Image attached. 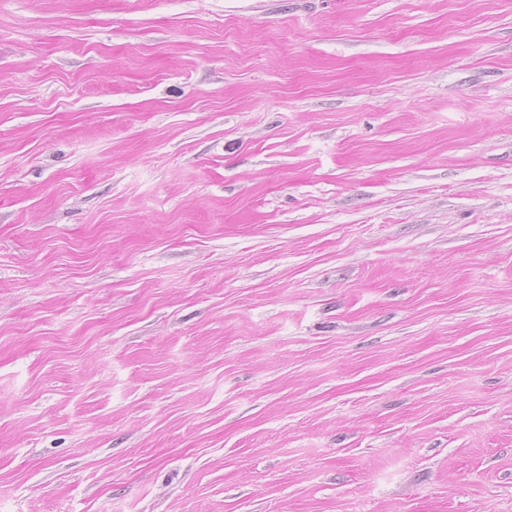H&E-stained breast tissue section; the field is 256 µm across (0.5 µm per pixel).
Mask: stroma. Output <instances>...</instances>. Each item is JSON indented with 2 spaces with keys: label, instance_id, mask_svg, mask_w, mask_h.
<instances>
[{
  "label": "stroma",
  "instance_id": "1",
  "mask_svg": "<svg viewBox=\"0 0 512 512\" xmlns=\"http://www.w3.org/2000/svg\"><path fill=\"white\" fill-rule=\"evenodd\" d=\"M0 512H512V0H0Z\"/></svg>",
  "mask_w": 512,
  "mask_h": 512
}]
</instances>
